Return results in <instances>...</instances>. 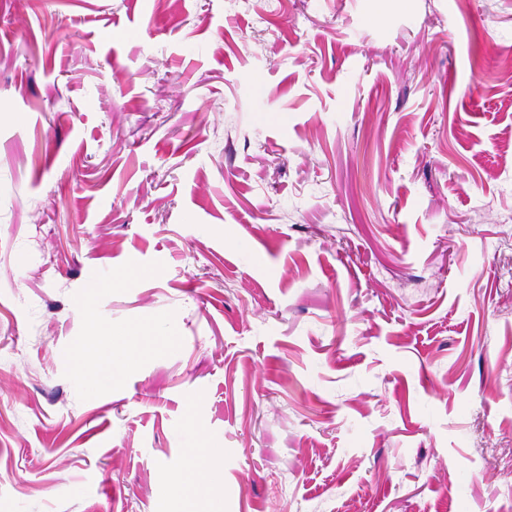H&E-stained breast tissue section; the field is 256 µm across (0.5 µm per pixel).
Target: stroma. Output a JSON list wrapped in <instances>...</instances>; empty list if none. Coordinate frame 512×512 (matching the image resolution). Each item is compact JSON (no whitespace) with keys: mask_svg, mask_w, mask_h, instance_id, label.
Masks as SVG:
<instances>
[{"mask_svg":"<svg viewBox=\"0 0 512 512\" xmlns=\"http://www.w3.org/2000/svg\"><path fill=\"white\" fill-rule=\"evenodd\" d=\"M510 55L512 0H0V512H180L191 426L198 512H512ZM192 440V465L185 469L184 475L179 474L170 477L162 486V493L164 495H181L188 497L197 491L199 481L205 477L208 479L211 486H217L221 481V470L218 466V459L220 457V450L217 448H201L199 437L193 429L190 432Z\"/></svg>","mask_w":512,"mask_h":512,"instance_id":"35a3bbf8","label":"stroma"}]
</instances>
